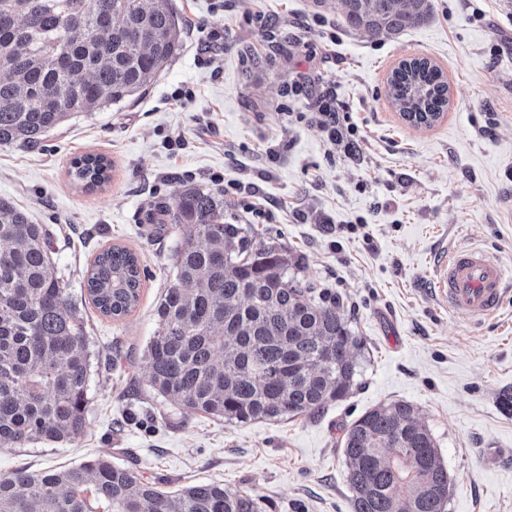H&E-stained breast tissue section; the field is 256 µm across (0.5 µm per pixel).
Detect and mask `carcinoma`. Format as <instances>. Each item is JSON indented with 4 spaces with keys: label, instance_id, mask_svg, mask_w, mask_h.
Here are the masks:
<instances>
[{
    "label": "carcinoma",
    "instance_id": "cac0c4a2",
    "mask_svg": "<svg viewBox=\"0 0 512 512\" xmlns=\"http://www.w3.org/2000/svg\"><path fill=\"white\" fill-rule=\"evenodd\" d=\"M350 32L382 40L425 23L432 0H340ZM179 26L158 0H0V145L37 148L51 128L147 87L178 50ZM389 97L411 121L433 122L448 82L427 58L402 61ZM111 161L87 153L69 176L85 189L110 181ZM149 220L184 236L144 356L166 401L228 424L322 416L357 374L352 333L336 298L288 276L287 252L254 245L224 223L210 190L177 192ZM51 235L0 198V449L73 442L88 413L91 353L85 321L49 258ZM93 306L120 319L141 292L136 253L119 245L85 271ZM353 512H444L455 478L405 401L365 412L342 439ZM261 512L221 483L166 491L135 468L96 457L64 469L0 474V512Z\"/></svg>",
    "mask_w": 512,
    "mask_h": 512
}]
</instances>
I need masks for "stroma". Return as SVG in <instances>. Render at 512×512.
I'll return each mask as SVG.
<instances>
[{"label": "stroma", "mask_w": 512, "mask_h": 512, "mask_svg": "<svg viewBox=\"0 0 512 512\" xmlns=\"http://www.w3.org/2000/svg\"><path fill=\"white\" fill-rule=\"evenodd\" d=\"M426 23L376 40L348 32L336 0H164L179 49L141 94L51 129L42 146H0V198L53 234L52 258L83 313L93 352L89 412L75 442L0 450V473L99 455L167 491L220 482L263 512H353L340 439L366 411L403 400L456 477L446 512H512V294L462 318L435 289L439 256L479 248L512 266V0H432ZM220 32L216 62L203 40ZM425 57L448 82L440 120L415 127L387 95L400 60ZM316 69L357 126L347 155L284 97ZM191 99H174L176 89ZM112 162L108 184L72 183L85 153ZM185 186L213 191L224 221L301 257L299 280L329 289L362 342L349 394L319 418L230 425L171 405L144 355L181 238L146 215ZM133 250L136 308L89 301L83 272L103 249Z\"/></svg>", "instance_id": "stroma-1"}]
</instances>
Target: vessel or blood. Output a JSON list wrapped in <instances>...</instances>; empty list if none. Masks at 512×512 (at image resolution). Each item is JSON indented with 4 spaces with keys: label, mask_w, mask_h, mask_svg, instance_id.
I'll use <instances>...</instances> for the list:
<instances>
[{
    "label": "vessel or blood",
    "mask_w": 512,
    "mask_h": 512,
    "mask_svg": "<svg viewBox=\"0 0 512 512\" xmlns=\"http://www.w3.org/2000/svg\"><path fill=\"white\" fill-rule=\"evenodd\" d=\"M435 284L456 313L489 315L512 293V272L483 251L457 249L441 260Z\"/></svg>",
    "instance_id": "1"
}]
</instances>
